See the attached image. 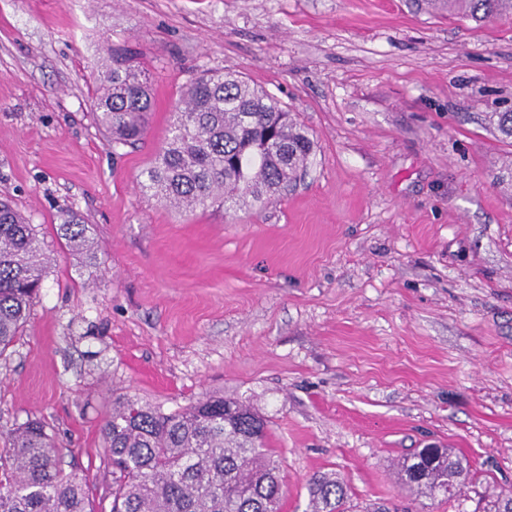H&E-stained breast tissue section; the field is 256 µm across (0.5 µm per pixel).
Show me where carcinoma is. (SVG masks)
<instances>
[{
	"label": "carcinoma",
	"mask_w": 512,
	"mask_h": 512,
	"mask_svg": "<svg viewBox=\"0 0 512 512\" xmlns=\"http://www.w3.org/2000/svg\"><path fill=\"white\" fill-rule=\"evenodd\" d=\"M480 26L512 15V0H426ZM95 110L112 149L134 146L152 112L147 78L114 46L97 77ZM171 135L146 169L144 187L181 210L229 200L263 204L297 181L313 152L308 132L274 95L231 71L190 80ZM69 248L91 249L71 212L59 225ZM47 258L37 231L0 200V357L23 331ZM267 422L247 400L206 394L186 407L112 399L104 426L111 512H280L281 464L266 447ZM401 483L431 501L454 497L470 466L449 448H422L397 463ZM311 512H346L347 486L334 473L308 481ZM0 512H94L85 478L63 467L46 425L30 419L0 448Z\"/></svg>",
	"instance_id": "cac0c4a2"
}]
</instances>
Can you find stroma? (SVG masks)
<instances>
[{
  "mask_svg": "<svg viewBox=\"0 0 512 512\" xmlns=\"http://www.w3.org/2000/svg\"><path fill=\"white\" fill-rule=\"evenodd\" d=\"M148 74L143 140L113 149L97 66ZM230 69L307 129V170L268 203L175 212L143 189L182 90ZM512 18L418 0H0V197L49 258L0 357V448L45 422L110 512L103 425L118 395L164 411L249 397L282 512L335 473L353 512H486L512 488ZM97 242L74 253L67 212ZM471 464L443 502L402 490L415 449Z\"/></svg>",
  "mask_w": 512,
  "mask_h": 512,
  "instance_id": "obj_1",
  "label": "stroma"
}]
</instances>
